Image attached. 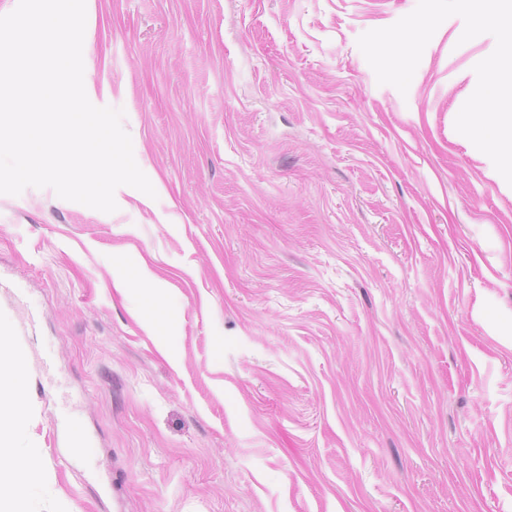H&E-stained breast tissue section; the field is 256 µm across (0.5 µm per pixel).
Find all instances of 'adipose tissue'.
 Returning <instances> with one entry per match:
<instances>
[{"instance_id": "obj_1", "label": "adipose tissue", "mask_w": 512, "mask_h": 512, "mask_svg": "<svg viewBox=\"0 0 512 512\" xmlns=\"http://www.w3.org/2000/svg\"><path fill=\"white\" fill-rule=\"evenodd\" d=\"M22 362L17 353L10 354L8 362L0 361V512H29L26 498L11 491L19 476L12 448L19 430L16 408L27 388Z\"/></svg>"}]
</instances>
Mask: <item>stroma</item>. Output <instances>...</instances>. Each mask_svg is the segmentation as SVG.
Here are the masks:
<instances>
[{
	"instance_id": "obj_1",
	"label": "stroma",
	"mask_w": 512,
	"mask_h": 512,
	"mask_svg": "<svg viewBox=\"0 0 512 512\" xmlns=\"http://www.w3.org/2000/svg\"><path fill=\"white\" fill-rule=\"evenodd\" d=\"M416 4L89 0L156 195L0 194L33 512H512V186L454 126L496 41L378 84Z\"/></svg>"
}]
</instances>
